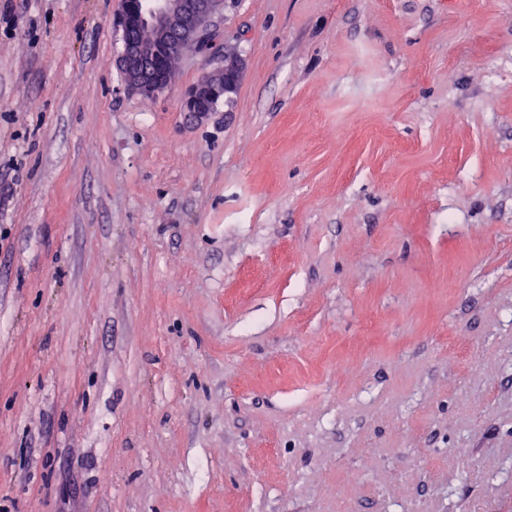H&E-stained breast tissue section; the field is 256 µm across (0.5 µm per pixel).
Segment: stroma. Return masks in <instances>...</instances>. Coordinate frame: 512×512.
Here are the masks:
<instances>
[{
  "label": "stroma",
  "instance_id": "obj_1",
  "mask_svg": "<svg viewBox=\"0 0 512 512\" xmlns=\"http://www.w3.org/2000/svg\"><path fill=\"white\" fill-rule=\"evenodd\" d=\"M117 0H0V505L512 512V0H228L232 105ZM243 72L241 55L224 46V55L221 54L216 68L190 90L186 100L187 111L203 118L214 110L218 98L224 99L225 103L230 102L239 88Z\"/></svg>",
  "mask_w": 512,
  "mask_h": 512
}]
</instances>
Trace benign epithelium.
Wrapping results in <instances>:
<instances>
[{"label": "benign epithelium", "mask_w": 512, "mask_h": 512, "mask_svg": "<svg viewBox=\"0 0 512 512\" xmlns=\"http://www.w3.org/2000/svg\"><path fill=\"white\" fill-rule=\"evenodd\" d=\"M226 0H120L112 28L121 36L117 57L127 92L151 98L170 83L169 65L188 52L209 50L208 27ZM244 61L224 47L216 68L189 92L187 111L203 118L218 99L229 102L241 83Z\"/></svg>", "instance_id": "benign-epithelium-1"}]
</instances>
